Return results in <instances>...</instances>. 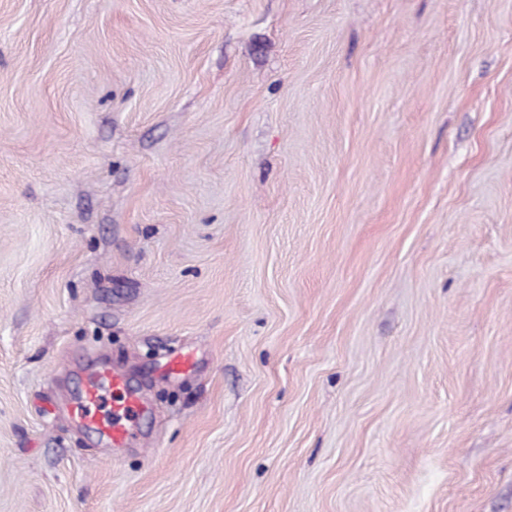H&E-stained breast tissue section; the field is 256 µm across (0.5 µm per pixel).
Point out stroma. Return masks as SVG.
Returning <instances> with one entry per match:
<instances>
[{"label": "stroma", "instance_id": "stroma-1", "mask_svg": "<svg viewBox=\"0 0 512 512\" xmlns=\"http://www.w3.org/2000/svg\"><path fill=\"white\" fill-rule=\"evenodd\" d=\"M0 512H512V0H0ZM145 411L125 376L104 366L95 371L79 396L74 416L80 424L109 441L112 447L128 445L136 420Z\"/></svg>", "mask_w": 512, "mask_h": 512}]
</instances>
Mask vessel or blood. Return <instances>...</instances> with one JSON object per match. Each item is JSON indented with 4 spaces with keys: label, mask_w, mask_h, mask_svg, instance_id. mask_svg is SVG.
Returning <instances> with one entry per match:
<instances>
[{
    "label": "vessel or blood",
    "mask_w": 512,
    "mask_h": 512,
    "mask_svg": "<svg viewBox=\"0 0 512 512\" xmlns=\"http://www.w3.org/2000/svg\"><path fill=\"white\" fill-rule=\"evenodd\" d=\"M144 410L125 376L102 367L79 396L74 415L83 427L107 439L112 447L121 448L130 443L134 425Z\"/></svg>",
    "instance_id": "vessel-or-blood-1"
}]
</instances>
